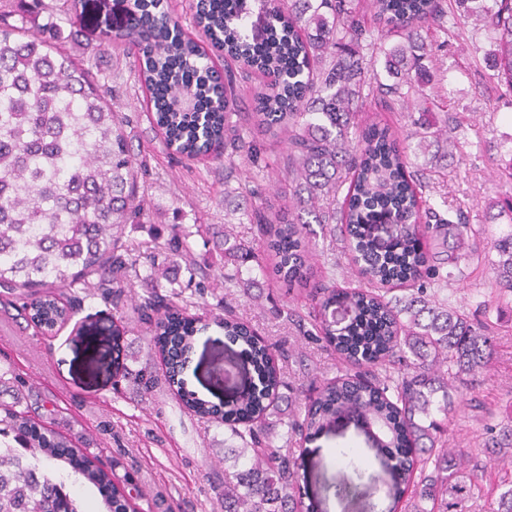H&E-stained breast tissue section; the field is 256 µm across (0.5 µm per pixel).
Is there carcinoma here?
Returning a JSON list of instances; mask_svg holds the SVG:
<instances>
[{"mask_svg":"<svg viewBox=\"0 0 512 512\" xmlns=\"http://www.w3.org/2000/svg\"><path fill=\"white\" fill-rule=\"evenodd\" d=\"M163 0H134L133 23L116 36L137 46L138 72L147 109L166 144L187 157L224 146V163L249 153L248 130L233 121L232 76L221 81L205 40L248 69L273 76L258 97L255 126L284 136L288 182L294 190L275 211L255 205L247 213L257 237L224 230V263L253 261L275 270L291 285L310 288L317 325L334 354L351 367L315 388L304 407L280 408L283 386L270 346L232 310L216 325L239 347L246 371L235 398L213 403L185 388L181 378L196 334L206 326L180 312L181 293L161 292L158 278L135 305L157 319L165 382L177 387L183 406L201 418L227 424L242 441L224 455L245 459L224 468V512H302L297 492L298 458L273 444L272 430L284 425L292 436L314 438L342 418L370 423L378 433L375 451L391 469L386 495L390 512H436L448 497L466 489L480 466L512 457V422L490 426L482 448H450L448 408L452 382L481 369L492 350L489 324L427 294L420 283L443 264L478 257L469 244L476 230L462 215L453 221L427 207L421 221L422 184L417 163L400 138L371 124L355 132L359 101L375 98L406 110L428 100L433 58L418 28L445 22L442 0H371L388 26L374 35L356 18L351 0H285L265 8L267 36L259 44L239 29L242 0H200L196 19L205 38L182 28ZM456 0L465 14L480 12L487 38L496 46L497 78L512 89V0H491L477 10ZM54 18L46 0H0V288L27 290L23 311L36 324L65 320L55 290L72 288L95 275L114 291L132 286L136 261L119 253V230L137 224L145 204L136 194L138 167L123 130L124 118L106 103L91 71L55 46V33L29 32V18ZM15 15L18 23L6 24ZM390 36L399 41L385 46ZM384 54L390 82L367 78L376 54ZM417 149L448 160L455 127L448 118L412 120ZM393 218L390 239L381 244L373 225ZM359 267L362 286L338 292L315 280L306 247L309 238L336 234ZM316 223L320 231L311 228ZM428 236L435 252L421 251ZM173 247V262L193 269L188 238ZM499 295L512 297V235L495 244ZM416 285L389 298L384 287ZM63 465L95 487L105 512H129L130 499L112 478L121 461L106 466L45 422L0 406V512H82L65 491L53 465Z\"/></svg>","mask_w":512,"mask_h":512,"instance_id":"1","label":"carcinoma"}]
</instances>
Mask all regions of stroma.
<instances>
[{"label":"stroma","mask_w":512,"mask_h":512,"mask_svg":"<svg viewBox=\"0 0 512 512\" xmlns=\"http://www.w3.org/2000/svg\"><path fill=\"white\" fill-rule=\"evenodd\" d=\"M128 6V0H83L95 21L63 39L61 49L112 87V108L127 119L134 154L148 169L139 181L145 214L140 223L126 225L122 237L127 257L137 262L138 277L118 295L104 293L94 276L66 290L63 301L70 316L52 332L26 319L18 294L0 290V368L7 371L0 379V404L34 411L102 460L121 458L120 486L143 492L133 501L136 512H148L151 496L167 498L172 512H222L213 485L224 473L225 449L238 444L229 427L188 413L168 386L145 396L122 378L128 368L145 366L158 375L164 371L161 357L149 352L154 325L134 310L150 268L167 270L172 288L188 303V315L208 320L217 304L228 305L279 350L275 363L288 384L285 396L297 397L298 384L308 376L323 383L345 374L346 367L330 355L320 333L298 335L286 320L289 309L312 315L306 294L260 273L254 262L225 266L220 230L229 225L239 236L251 234L246 216L235 208L237 180L225 177L223 159L189 160L165 147L145 110L125 46L102 41L103 27H125ZM422 36L441 78L440 104L458 126V147L447 169L432 172L430 157L419 156L423 194L445 217L459 210L469 214L483 257L479 263H460L448 282L434 280L430 286L449 306L489 322L494 332L487 365L458 384L452 393L456 406L448 413L449 447L473 448L483 408L492 409L497 421L512 419V304L500 300L492 266L495 240L512 234L507 208L512 201V88L498 80L491 66L493 46L475 17L461 18L449 30L431 26ZM248 139L252 154L245 165L253 175L254 203L284 204L292 193L283 177L288 154L284 140L257 131ZM183 229L191 232L194 258L206 276H190L185 266L171 263L169 244ZM314 263L324 270L327 284L358 287L343 241H318ZM247 279L254 282L248 291L243 288ZM116 333L124 346L120 355L110 350ZM224 342L218 327L200 333L183 374L187 389L213 402L232 394L211 371L224 356ZM98 343L109 349L105 370L89 362L87 348ZM285 432L284 426L276 427L275 443L303 452L298 482L305 491L303 502L313 512H387L382 488L390 476L360 426L341 421L308 443L287 440ZM340 448L355 449L359 465L338 463ZM510 478L512 464L486 469L479 475L480 492L449 500L448 512H484L487 496L499 494Z\"/></svg>","instance_id":"1"}]
</instances>
